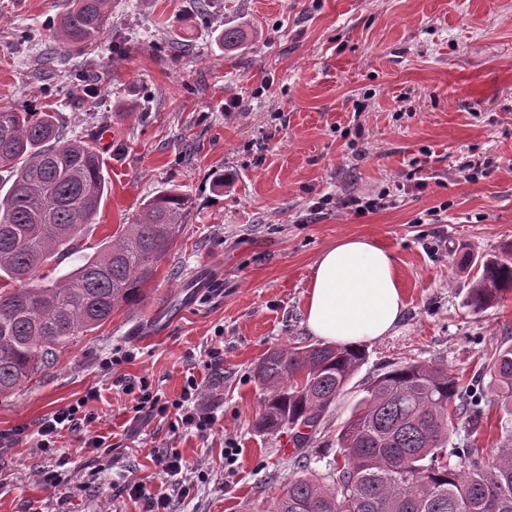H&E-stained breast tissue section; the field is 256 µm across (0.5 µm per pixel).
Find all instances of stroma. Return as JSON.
Instances as JSON below:
<instances>
[{
  "label": "stroma",
  "mask_w": 512,
  "mask_h": 512,
  "mask_svg": "<svg viewBox=\"0 0 512 512\" xmlns=\"http://www.w3.org/2000/svg\"><path fill=\"white\" fill-rule=\"evenodd\" d=\"M68 7L0 0V103L52 107L97 147L108 195L84 248L171 187L196 205L142 304L0 396V512H145L123 488L134 481L169 494L170 512H267L299 460L335 468L363 387L409 360L478 385L479 426L449 443L493 454L505 434L487 365L512 345V292L478 312L466 297L485 261L512 262V0H214L206 19L196 0H112L108 34L49 73L44 26ZM231 26L249 38L227 53L216 35ZM177 32L192 53L172 51ZM386 190L393 204L372 212L341 205ZM344 236L396 256L405 308L297 448L291 431L256 428L253 370L269 350L318 344L312 264ZM191 379L214 418L202 435L173 407ZM143 382L168 412H137ZM92 390L94 421L37 450L41 422ZM95 435L104 447H88ZM166 451L191 465L183 488L156 466Z\"/></svg>",
  "instance_id": "35a3bbf8"
}]
</instances>
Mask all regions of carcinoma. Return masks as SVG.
Returning <instances> with one entry per match:
<instances>
[{
    "instance_id": "cac0c4a2",
    "label": "carcinoma",
    "mask_w": 512,
    "mask_h": 512,
    "mask_svg": "<svg viewBox=\"0 0 512 512\" xmlns=\"http://www.w3.org/2000/svg\"><path fill=\"white\" fill-rule=\"evenodd\" d=\"M112 0H71L45 25L50 67L74 48H92L105 33ZM243 30L226 27V51ZM0 396L50 367L62 348L120 311L144 301V286L183 233L195 198L174 186L142 203L129 224L80 264L56 277L43 273L80 251L108 182L88 141L67 135L55 112L0 105ZM512 291V264L489 260L466 303L480 310ZM356 345L288 346L254 369L264 392L257 427L317 430L363 364ZM505 417L506 438L492 457L481 448H450L455 420L480 418L473 389L448 369L408 361L363 388L337 435L344 464L325 476L308 468L288 481L270 512H512V346L487 365Z\"/></svg>"
}]
</instances>
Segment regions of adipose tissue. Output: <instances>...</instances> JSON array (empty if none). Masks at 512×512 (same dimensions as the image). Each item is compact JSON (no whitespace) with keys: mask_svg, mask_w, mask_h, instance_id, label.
Returning <instances> with one entry per match:
<instances>
[{"mask_svg":"<svg viewBox=\"0 0 512 512\" xmlns=\"http://www.w3.org/2000/svg\"><path fill=\"white\" fill-rule=\"evenodd\" d=\"M404 307L396 258L374 239L340 238L312 266L305 322L326 342L380 339L399 322Z\"/></svg>","mask_w":512,"mask_h":512,"instance_id":"1","label":"adipose tissue"}]
</instances>
